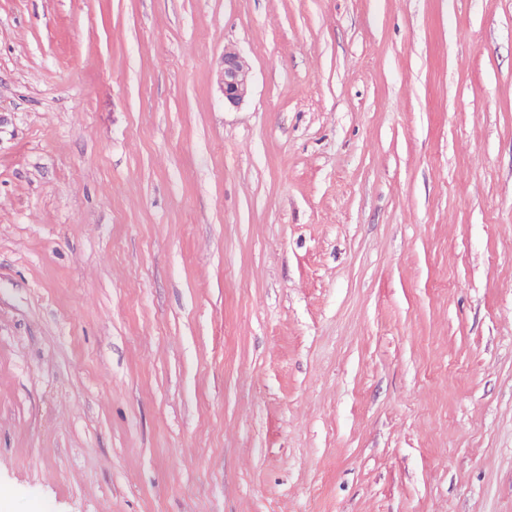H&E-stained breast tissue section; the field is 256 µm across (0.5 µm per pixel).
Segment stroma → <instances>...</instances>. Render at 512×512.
<instances>
[{
	"label": "stroma",
	"instance_id": "stroma-1",
	"mask_svg": "<svg viewBox=\"0 0 512 512\" xmlns=\"http://www.w3.org/2000/svg\"><path fill=\"white\" fill-rule=\"evenodd\" d=\"M0 512H512V0H0ZM217 82L225 107H238L249 96L250 65L237 49H224Z\"/></svg>",
	"mask_w": 512,
	"mask_h": 512
}]
</instances>
